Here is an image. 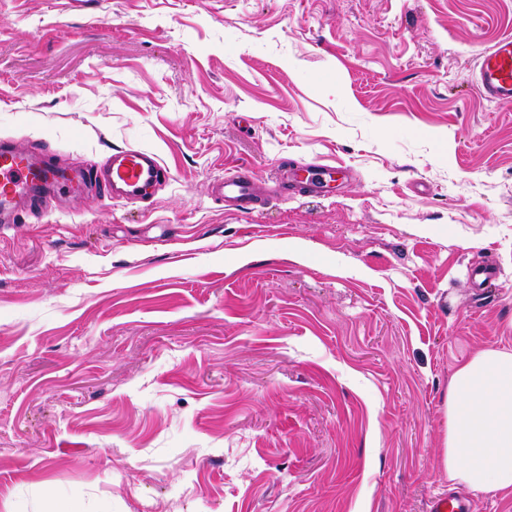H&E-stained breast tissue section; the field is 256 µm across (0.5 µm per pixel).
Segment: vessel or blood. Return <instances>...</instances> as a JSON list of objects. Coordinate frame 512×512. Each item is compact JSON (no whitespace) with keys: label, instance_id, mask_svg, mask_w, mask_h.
Returning <instances> with one entry per match:
<instances>
[{"label":"vessel or blood","instance_id":"vessel-or-blood-1","mask_svg":"<svg viewBox=\"0 0 512 512\" xmlns=\"http://www.w3.org/2000/svg\"><path fill=\"white\" fill-rule=\"evenodd\" d=\"M477 86L491 102L512 101V35L507 34L479 58L475 73ZM161 175V165L153 154L136 149H118L111 153L107 165L95 176L107 187L115 200H132L151 187ZM86 172L60 169L29 153L18 143L0 140V220L7 219L17 208L46 193L75 192L87 182ZM225 199L239 209H254L257 191L251 176L239 170L225 176L221 186ZM429 512H476L471 496L454 491L437 493Z\"/></svg>","mask_w":512,"mask_h":512}]
</instances>
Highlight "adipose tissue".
Masks as SVG:
<instances>
[{
	"label": "adipose tissue",
	"instance_id": "1",
	"mask_svg": "<svg viewBox=\"0 0 512 512\" xmlns=\"http://www.w3.org/2000/svg\"><path fill=\"white\" fill-rule=\"evenodd\" d=\"M442 467L450 482L485 493L512 487V353L484 349L448 386Z\"/></svg>",
	"mask_w": 512,
	"mask_h": 512
}]
</instances>
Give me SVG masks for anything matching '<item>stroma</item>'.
<instances>
[{"label": "stroma", "mask_w": 512, "mask_h": 512, "mask_svg": "<svg viewBox=\"0 0 512 512\" xmlns=\"http://www.w3.org/2000/svg\"><path fill=\"white\" fill-rule=\"evenodd\" d=\"M507 34L512 0H0V139L163 169L0 224V512H428L451 376L512 352V102L472 81ZM161 175V165L153 154L136 149L114 150L95 179L107 187L113 200H132L151 187ZM221 191L224 199L233 201L243 211L254 209L258 201L253 178L242 170L225 176Z\"/></svg>", "instance_id": "stroma-1"}]
</instances>
